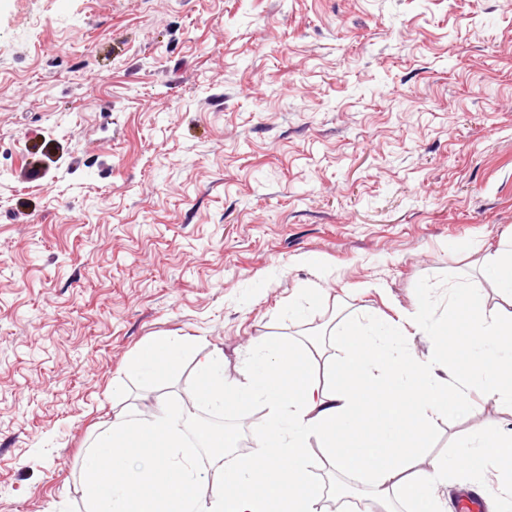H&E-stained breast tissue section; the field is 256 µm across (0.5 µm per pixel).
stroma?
Returning a JSON list of instances; mask_svg holds the SVG:
<instances>
[{"instance_id":"1","label":"stroma","mask_w":512,"mask_h":512,"mask_svg":"<svg viewBox=\"0 0 512 512\" xmlns=\"http://www.w3.org/2000/svg\"><path fill=\"white\" fill-rule=\"evenodd\" d=\"M0 171V512H84L101 426L194 399L205 356L236 379L261 338L423 289L436 321L478 279L512 233V0H0ZM148 336L198 343L145 387ZM480 425L512 410L439 420L422 468Z\"/></svg>"}]
</instances>
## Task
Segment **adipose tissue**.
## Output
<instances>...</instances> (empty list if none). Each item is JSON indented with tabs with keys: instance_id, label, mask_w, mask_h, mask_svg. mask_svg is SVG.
Wrapping results in <instances>:
<instances>
[{
	"instance_id": "obj_1",
	"label": "adipose tissue",
	"mask_w": 512,
	"mask_h": 512,
	"mask_svg": "<svg viewBox=\"0 0 512 512\" xmlns=\"http://www.w3.org/2000/svg\"><path fill=\"white\" fill-rule=\"evenodd\" d=\"M480 282L451 288L448 315L427 319L429 296L417 297L409 323L352 321L328 337L282 334L263 339L245 362L241 379L224 377V358L199 367L196 400L216 410L267 409L255 431L257 448L232 459L236 431L210 435L211 477H203L187 438L182 410L160 402L146 418L121 412L96 439L82 466L85 512H317L324 497L355 494L346 478L365 479L383 512H444L437 483L478 486L484 464H500L494 512H512V429L476 428L456 452L420 467V452L439 419L471 416V392L512 408V240L477 260ZM508 308L486 306L485 288ZM431 336L427 357L409 347L412 331ZM193 336L151 337L125 365L126 376L151 385L196 344ZM336 353L325 356V344ZM464 355L465 367L455 358ZM328 465L325 478L308 470L310 441ZM207 481L210 494L195 487Z\"/></svg>"
}]
</instances>
